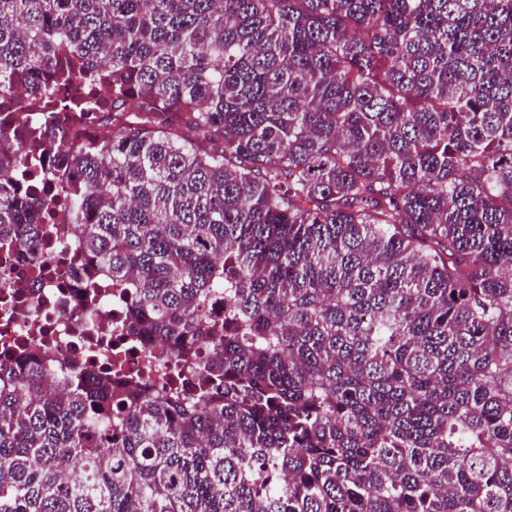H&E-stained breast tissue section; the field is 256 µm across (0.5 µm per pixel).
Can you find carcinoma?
<instances>
[{
	"instance_id": "1",
	"label": "carcinoma",
	"mask_w": 512,
	"mask_h": 512,
	"mask_svg": "<svg viewBox=\"0 0 512 512\" xmlns=\"http://www.w3.org/2000/svg\"><path fill=\"white\" fill-rule=\"evenodd\" d=\"M21 91L194 384L1 361L0 512H512V0H0Z\"/></svg>"
}]
</instances>
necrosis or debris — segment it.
Listing matches in <instances>:
<instances>
[{
    "instance_id": "4bbe7bcc",
    "label": "necrosis or debris",
    "mask_w": 512,
    "mask_h": 512,
    "mask_svg": "<svg viewBox=\"0 0 512 512\" xmlns=\"http://www.w3.org/2000/svg\"><path fill=\"white\" fill-rule=\"evenodd\" d=\"M45 188L56 202V234L50 245L38 247L22 262L0 250V270L12 272L10 284L0 283V333L8 332L27 347L44 343L53 362L61 365L80 360L88 340L107 336L111 342L100 347V355L138 371L154 387L167 385L168 371L149 357L150 338L122 335L125 305L114 300L111 279L94 274L81 257L69 232L68 182L55 174L46 178ZM92 290L101 301L94 312L87 307Z\"/></svg>"
}]
</instances>
